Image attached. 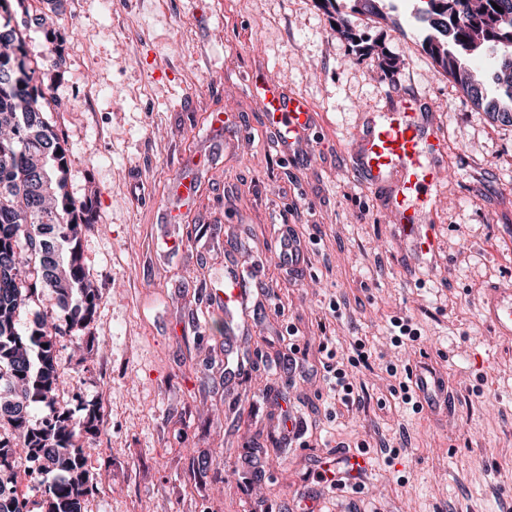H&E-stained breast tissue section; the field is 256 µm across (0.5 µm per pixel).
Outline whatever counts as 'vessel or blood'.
Segmentation results:
<instances>
[{"mask_svg":"<svg viewBox=\"0 0 512 512\" xmlns=\"http://www.w3.org/2000/svg\"><path fill=\"white\" fill-rule=\"evenodd\" d=\"M247 79L278 152L295 156L313 123L310 102L288 93L269 75L251 73ZM445 153L446 141L435 115L419 111L416 98L399 92L392 93L383 110L365 117L353 140V170L378 193L415 269L433 267L440 250V229L429 215L444 179ZM262 262V256L254 254L247 262L232 260L224 266V320L229 333L238 332L250 313V295L260 285ZM483 311L497 335L512 338V288H485ZM413 380L432 408H447L443 377L418 371Z\"/></svg>","mask_w":512,"mask_h":512,"instance_id":"b4317fda","label":"vessel or blood"}]
</instances>
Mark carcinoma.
Segmentation results:
<instances>
[{
	"label": "carcinoma",
	"instance_id": "carcinoma-1",
	"mask_svg": "<svg viewBox=\"0 0 512 512\" xmlns=\"http://www.w3.org/2000/svg\"><path fill=\"white\" fill-rule=\"evenodd\" d=\"M349 2L347 13L338 0H316L336 23V33L362 46L349 13L364 10L382 18L383 0ZM423 2L431 29L424 51L472 100L487 102L496 120L512 124V106L488 99L468 65L470 58L491 53L495 83L512 101V0ZM18 13L29 14L27 0H0V425L8 424L13 433L9 440L0 438V512H30L12 498L14 466L22 457L56 474L45 490L44 512H87L86 502L96 492L86 468L87 446L101 434L98 409L39 422L32 410L53 406L62 372L57 338L88 329L100 300L80 244L92 200L78 201L70 193L67 150L48 116L49 99L37 81L32 52L12 25ZM363 50L382 78H392L399 65L395 58L373 47ZM43 171L50 177L46 189L40 184ZM40 288L51 289L62 315L43 317L22 333L17 311Z\"/></svg>",
	"mask_w": 512,
	"mask_h": 512
}]
</instances>
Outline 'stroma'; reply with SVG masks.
Listing matches in <instances>:
<instances>
[{
    "label": "stroma",
    "mask_w": 512,
    "mask_h": 512,
    "mask_svg": "<svg viewBox=\"0 0 512 512\" xmlns=\"http://www.w3.org/2000/svg\"><path fill=\"white\" fill-rule=\"evenodd\" d=\"M67 42L44 82L65 139L70 191L92 200L83 230L101 300L55 347L79 373L74 411L105 404L89 453L91 512H279L313 490L322 512H512V339L480 311L487 284L512 287V125L493 121L423 51L418 0H387L388 20L352 22L401 61L393 81L356 56L315 0H35ZM307 98L309 143L272 147L246 73ZM102 93L85 95L87 85ZM414 93L447 141V177L431 214L443 236L434 270L410 272L377 196L349 167L364 113L391 90ZM227 125L217 131L212 113ZM197 173L178 235L160 237L173 180ZM306 239L297 269H260L247 335L226 340L213 294L231 238L258 254L282 225ZM347 299L342 315L329 309ZM420 336L395 345L390 321ZM363 350H356V342ZM350 358L360 401L329 410L326 348ZM294 353L309 371L289 379ZM396 364L389 375L386 367ZM415 368L448 381V411H412L400 382ZM297 409L298 430L281 420ZM366 453L360 481L330 490L326 461ZM260 457L262 469L250 468Z\"/></svg>",
    "instance_id": "stroma-1"
}]
</instances>
